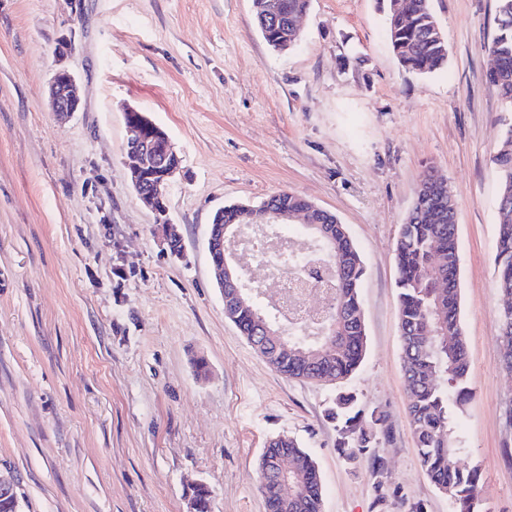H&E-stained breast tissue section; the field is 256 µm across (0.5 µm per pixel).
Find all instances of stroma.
I'll return each mask as SVG.
<instances>
[{"instance_id": "1", "label": "stroma", "mask_w": 512, "mask_h": 512, "mask_svg": "<svg viewBox=\"0 0 512 512\" xmlns=\"http://www.w3.org/2000/svg\"><path fill=\"white\" fill-rule=\"evenodd\" d=\"M431 6L448 61L418 74L392 52L387 0H311L282 53L252 0H0V472L21 512H186L194 482L211 512H267L258 461L279 434L316 461L324 512H452L418 460L395 285L394 244L430 171L457 202L462 446L484 512H512L491 162L512 110L487 80L498 2ZM61 68L83 93L69 115L51 105ZM128 108L181 157L166 204L183 258L132 188ZM282 191L335 214L365 261L367 350L349 384L388 416L382 501L370 462L353 470L337 451L331 387L271 369L212 278L215 212Z\"/></svg>"}]
</instances>
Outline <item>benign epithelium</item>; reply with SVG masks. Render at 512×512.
<instances>
[{"mask_svg": "<svg viewBox=\"0 0 512 512\" xmlns=\"http://www.w3.org/2000/svg\"><path fill=\"white\" fill-rule=\"evenodd\" d=\"M259 14L269 21L276 22L281 16V0H259L254 5ZM51 99L54 111L60 114H69L78 111L81 106V95L73 75L65 70L57 71L51 83ZM134 109L125 112L132 123L126 124V149L132 159L130 167V181L139 200L155 214L161 216L159 223H167L166 189L178 170L174 158L177 151L168 134L162 129H156V136L148 139L140 136L135 130L139 120L145 116L136 117ZM151 181L149 187L146 181ZM261 224H305L310 228L319 227L312 223L304 214L295 211L274 212L268 205L240 206V222L237 224H224V209H219L216 215L215 226L210 229L209 252H221L223 259L213 264L215 278L221 289L231 288L237 291L236 302L243 303V298L250 296V290L239 291L241 271L244 264L237 252V246L247 234V229ZM17 485L13 477L0 475V502L6 501L12 505L17 504Z\"/></svg>", "mask_w": 512, "mask_h": 512, "instance_id": "benign-epithelium-1", "label": "benign epithelium"}]
</instances>
